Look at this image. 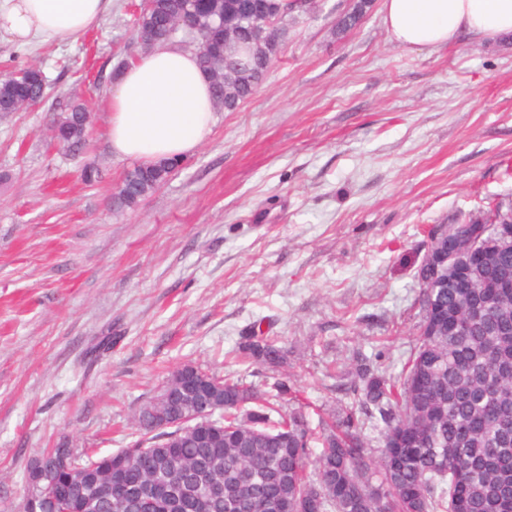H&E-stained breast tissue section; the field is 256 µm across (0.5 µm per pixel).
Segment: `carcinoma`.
Here are the masks:
<instances>
[{"label": "carcinoma", "mask_w": 512, "mask_h": 512, "mask_svg": "<svg viewBox=\"0 0 512 512\" xmlns=\"http://www.w3.org/2000/svg\"><path fill=\"white\" fill-rule=\"evenodd\" d=\"M276 2L283 21L281 35L274 37L256 18L240 14L237 0H149L133 20L148 41L130 48L170 43L175 16L216 36L231 22L238 30L231 72L212 83V94L217 106L234 112L281 51L295 4ZM367 9L368 0H356L336 22V32L356 27ZM42 91L41 69L9 72L0 79V113L28 110ZM89 124L87 107L70 101L56 112L52 130L61 135L60 147L75 153L86 144ZM172 172L169 161L133 168L115 202L136 206ZM507 218L512 220V201H500L469 223L444 225L436 234L471 237L479 231L489 237L493 225ZM457 262L470 270L467 287L418 283L423 322L430 307L439 306L458 323L456 334L429 336L420 330L397 378L367 365L359 368L358 407L341 418L321 419L322 449L314 460L308 456L306 415L283 409L292 393L288 382H277L272 396L203 369L207 410L224 425L208 445L200 443L199 425L190 419L200 410L199 397L184 392L171 406L172 431L155 425V401L134 414L140 434L154 447L122 470L120 497L112 496V481L104 474L128 458V448L100 456L66 449L85 473L79 484L53 467L61 449L48 448L28 465L25 491L55 501L57 512H75L83 504L86 512H152L137 496L151 481L171 493L166 512H278L280 500L311 497L319 500L321 512H500L501 494L512 487V375H499L489 351L496 348L512 361V297L499 298L494 289L496 279L512 276V242L487 246L477 265L466 251ZM240 352L271 365L283 359L277 340L268 337L248 340ZM368 421L378 433L376 450L365 435Z\"/></svg>", "instance_id": "1"}]
</instances>
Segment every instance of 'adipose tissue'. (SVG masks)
<instances>
[{"mask_svg": "<svg viewBox=\"0 0 512 512\" xmlns=\"http://www.w3.org/2000/svg\"><path fill=\"white\" fill-rule=\"evenodd\" d=\"M112 0H0V36L21 45L64 43L93 27ZM381 19L411 49L437 50L466 36L512 33V0H383ZM114 155L151 164L183 159L210 136L215 104L194 52L168 45L120 74L109 104Z\"/></svg>", "mask_w": 512, "mask_h": 512, "instance_id": "1", "label": "adipose tissue"}]
</instances>
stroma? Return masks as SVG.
<instances>
[{
	"label": "stroma",
	"mask_w": 512,
	"mask_h": 512,
	"mask_svg": "<svg viewBox=\"0 0 512 512\" xmlns=\"http://www.w3.org/2000/svg\"><path fill=\"white\" fill-rule=\"evenodd\" d=\"M140 2L112 0L67 44L0 38V62L54 87L0 114V512H26L44 449L138 441L134 414L186 364L266 392L288 380L314 425L343 415L360 361L395 377L416 344L430 229L512 197V34L409 49L378 0L342 34L355 0H315L254 93L117 208L135 162L112 152L106 102ZM60 99L91 112L82 152L51 141ZM250 336L283 362L242 360ZM173 161H160L150 166H137L128 171L122 184L118 187L115 202L121 207H135L149 192L163 185L175 170L171 168Z\"/></svg>",
	"instance_id": "stroma-1"
}]
</instances>
